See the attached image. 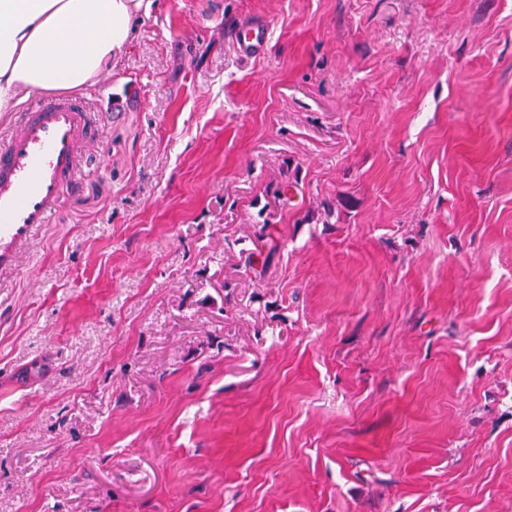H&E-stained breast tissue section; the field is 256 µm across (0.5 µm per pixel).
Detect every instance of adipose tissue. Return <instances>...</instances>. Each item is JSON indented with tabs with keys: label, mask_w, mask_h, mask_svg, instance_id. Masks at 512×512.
I'll return each mask as SVG.
<instances>
[{
	"label": "adipose tissue",
	"mask_w": 512,
	"mask_h": 512,
	"mask_svg": "<svg viewBox=\"0 0 512 512\" xmlns=\"http://www.w3.org/2000/svg\"><path fill=\"white\" fill-rule=\"evenodd\" d=\"M153 0H0V112L109 72Z\"/></svg>",
	"instance_id": "adipose-tissue-1"
}]
</instances>
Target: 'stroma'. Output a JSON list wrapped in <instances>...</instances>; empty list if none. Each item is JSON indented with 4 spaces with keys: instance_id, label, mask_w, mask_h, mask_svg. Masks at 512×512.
<instances>
[{
    "instance_id": "obj_1",
    "label": "stroma",
    "mask_w": 512,
    "mask_h": 512,
    "mask_svg": "<svg viewBox=\"0 0 512 512\" xmlns=\"http://www.w3.org/2000/svg\"><path fill=\"white\" fill-rule=\"evenodd\" d=\"M94 86L0 512H512V0H154ZM240 52L245 57L261 55L268 43V31L264 26L242 28L237 38Z\"/></svg>"
}]
</instances>
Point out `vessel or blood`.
Listing matches in <instances>:
<instances>
[{"instance_id": "b4317fda", "label": "vessel or blood", "mask_w": 512, "mask_h": 512, "mask_svg": "<svg viewBox=\"0 0 512 512\" xmlns=\"http://www.w3.org/2000/svg\"><path fill=\"white\" fill-rule=\"evenodd\" d=\"M246 57L268 43L262 26L242 28ZM103 109L86 95L59 96L24 107L0 135V276L13 271L18 251L50 223L66 191L79 185L87 156L100 147Z\"/></svg>"}]
</instances>
